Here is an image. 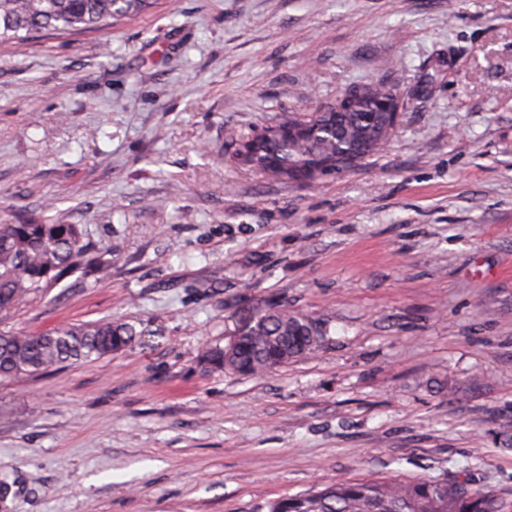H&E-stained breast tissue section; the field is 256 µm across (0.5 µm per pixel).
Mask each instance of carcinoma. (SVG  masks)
<instances>
[{
    "label": "carcinoma",
    "instance_id": "cac0c4a2",
    "mask_svg": "<svg viewBox=\"0 0 512 512\" xmlns=\"http://www.w3.org/2000/svg\"><path fill=\"white\" fill-rule=\"evenodd\" d=\"M151 0H0V42L24 41L39 31L92 29L109 19L135 16ZM386 92L364 84V94L346 112H288L275 123L306 133L257 143L242 135L245 153L238 165L266 174L271 164L278 179L301 166L332 162L342 171L378 151L391 135L380 111ZM81 265H92L104 277L110 267L91 256L78 224L36 221L0 222V312L42 293L50 283ZM239 348L226 359L224 348L209 346L200 355L209 369L263 374L310 353L326 339L316 320L270 309L240 320ZM134 327L112 320L58 327L49 332L0 330V376L37 375L66 363L110 356L133 343ZM267 512H501L497 494L468 489L452 481L395 483L383 478L338 480L320 489L267 503Z\"/></svg>",
    "mask_w": 512,
    "mask_h": 512
}]
</instances>
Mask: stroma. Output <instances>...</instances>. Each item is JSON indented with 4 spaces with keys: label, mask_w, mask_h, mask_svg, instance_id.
<instances>
[{
    "label": "stroma",
    "mask_w": 512,
    "mask_h": 512,
    "mask_svg": "<svg viewBox=\"0 0 512 512\" xmlns=\"http://www.w3.org/2000/svg\"><path fill=\"white\" fill-rule=\"evenodd\" d=\"M386 80V146L296 184L232 161L279 113ZM81 225L78 269L0 315L138 339L0 377V512H267L339 479H450L512 512V0H156L0 44V222ZM327 324L262 375L242 316Z\"/></svg>",
    "instance_id": "stroma-1"
}]
</instances>
